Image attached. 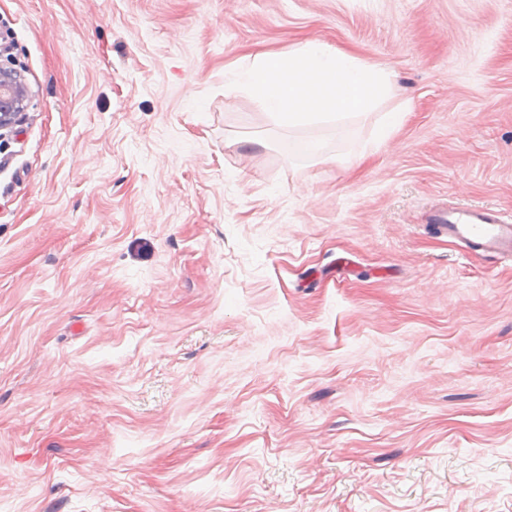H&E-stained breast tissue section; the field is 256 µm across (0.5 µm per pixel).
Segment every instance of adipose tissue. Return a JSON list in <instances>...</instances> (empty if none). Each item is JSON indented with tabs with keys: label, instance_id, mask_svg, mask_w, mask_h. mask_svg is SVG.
<instances>
[{
	"label": "adipose tissue",
	"instance_id": "adipose-tissue-1",
	"mask_svg": "<svg viewBox=\"0 0 512 512\" xmlns=\"http://www.w3.org/2000/svg\"><path fill=\"white\" fill-rule=\"evenodd\" d=\"M239 83L288 128L324 120L341 123L376 111L391 95L384 69L320 41L255 55Z\"/></svg>",
	"mask_w": 512,
	"mask_h": 512
}]
</instances>
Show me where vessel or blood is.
Listing matches in <instances>:
<instances>
[{"instance_id": "b4317fda", "label": "vessel or blood", "mask_w": 512, "mask_h": 512, "mask_svg": "<svg viewBox=\"0 0 512 512\" xmlns=\"http://www.w3.org/2000/svg\"><path fill=\"white\" fill-rule=\"evenodd\" d=\"M431 227L449 240L491 257L512 258V222L488 206L461 205L433 210Z\"/></svg>"}]
</instances>
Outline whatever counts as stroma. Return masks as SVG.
Masks as SVG:
<instances>
[{
	"instance_id": "stroma-1",
	"label": "stroma",
	"mask_w": 512,
	"mask_h": 512,
	"mask_svg": "<svg viewBox=\"0 0 512 512\" xmlns=\"http://www.w3.org/2000/svg\"><path fill=\"white\" fill-rule=\"evenodd\" d=\"M0 38V512H512V259L426 223L512 219V0H0ZM308 40L392 97L276 124L235 74ZM31 104L29 89L17 69L0 65V130L18 125Z\"/></svg>"
}]
</instances>
